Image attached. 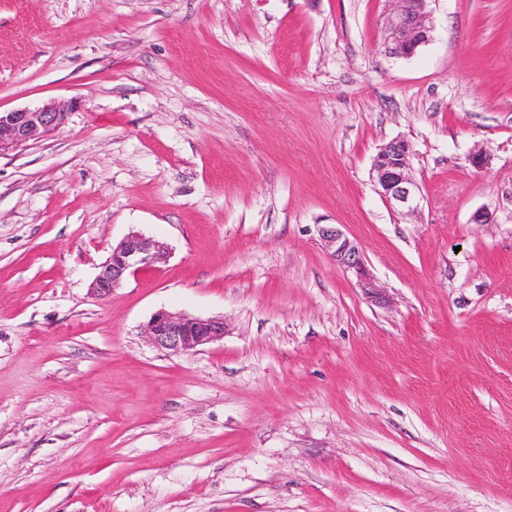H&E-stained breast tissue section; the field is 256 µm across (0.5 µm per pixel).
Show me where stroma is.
Masks as SVG:
<instances>
[{"label": "stroma", "mask_w": 512, "mask_h": 512, "mask_svg": "<svg viewBox=\"0 0 512 512\" xmlns=\"http://www.w3.org/2000/svg\"><path fill=\"white\" fill-rule=\"evenodd\" d=\"M388 8L0 0V108L73 106L0 154V512H512V0H431L405 59ZM133 230L167 261L97 296ZM160 309L224 336L158 350ZM411 147L394 138L379 148L373 159L372 174L379 194L397 214H414L421 208L422 195L411 174ZM316 232L331 258L355 274L366 298L374 304L386 305L387 296L366 268L359 247L334 224L316 225Z\"/></svg>", "instance_id": "stroma-1"}]
</instances>
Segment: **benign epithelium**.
<instances>
[{
	"label": "benign epithelium",
	"instance_id": "7a95c632",
	"mask_svg": "<svg viewBox=\"0 0 512 512\" xmlns=\"http://www.w3.org/2000/svg\"><path fill=\"white\" fill-rule=\"evenodd\" d=\"M380 47L396 59L413 56L431 40L429 2L431 0H389ZM73 104L50 102L35 109L0 111V152L38 140L65 124ZM411 147L402 138H394L379 148L373 159L372 174L379 194L397 214H414L421 208L422 195L411 174ZM316 232L340 266L353 272L366 298L377 305L387 296L366 268L359 247L334 224H318ZM167 247L138 231L127 234L102 264L91 283L99 296L112 295L130 275L155 268L166 261ZM144 336L157 349L170 354L195 351L224 336V319L202 318L159 310L144 326Z\"/></svg>",
	"mask_w": 512,
	"mask_h": 512
}]
</instances>
